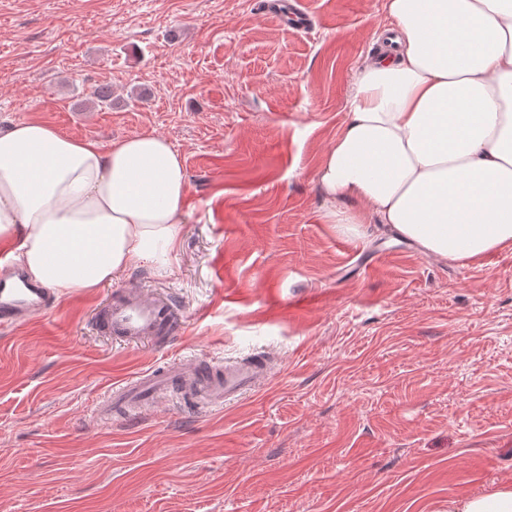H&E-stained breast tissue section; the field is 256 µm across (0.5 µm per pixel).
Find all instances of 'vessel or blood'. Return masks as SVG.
<instances>
[{
    "mask_svg": "<svg viewBox=\"0 0 512 512\" xmlns=\"http://www.w3.org/2000/svg\"><path fill=\"white\" fill-rule=\"evenodd\" d=\"M19 270L0 271V326L24 323L48 309L49 298L42 287H20ZM101 322L117 339L127 342L151 340L167 342L181 328L173 305L147 296L139 287L123 289L104 311ZM271 364L262 358L224 366L198 358L140 373L103 400L97 416L109 420L117 414L133 415L174 397L183 405L218 407L255 389L269 379Z\"/></svg>",
    "mask_w": 512,
    "mask_h": 512,
    "instance_id": "vessel-or-blood-1",
    "label": "vessel or blood"
}]
</instances>
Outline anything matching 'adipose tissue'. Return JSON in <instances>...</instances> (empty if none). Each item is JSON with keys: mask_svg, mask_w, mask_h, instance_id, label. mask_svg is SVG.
Returning a JSON list of instances; mask_svg holds the SVG:
<instances>
[{"mask_svg": "<svg viewBox=\"0 0 512 512\" xmlns=\"http://www.w3.org/2000/svg\"><path fill=\"white\" fill-rule=\"evenodd\" d=\"M393 26L354 70L315 179L323 218L368 219L467 264L512 246V0H385ZM180 153L155 133L109 145L37 121L0 131V242L59 297L167 266L185 217ZM448 512H512V485Z\"/></svg>", "mask_w": 512, "mask_h": 512, "instance_id": "1", "label": "adipose tissue"}]
</instances>
